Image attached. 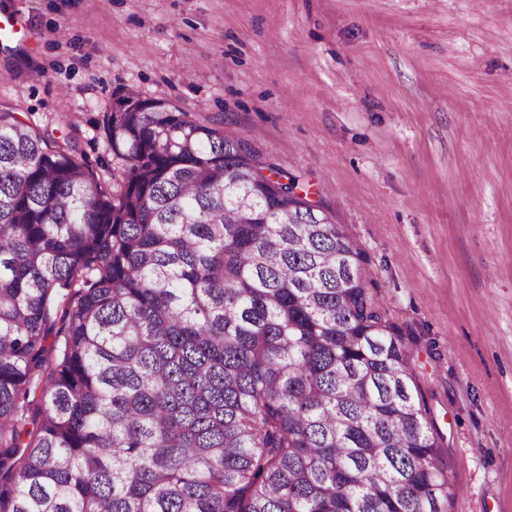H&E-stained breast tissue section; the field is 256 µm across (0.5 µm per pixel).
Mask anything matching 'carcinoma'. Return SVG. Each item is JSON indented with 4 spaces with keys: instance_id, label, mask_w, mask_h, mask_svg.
<instances>
[{
    "instance_id": "1",
    "label": "carcinoma",
    "mask_w": 512,
    "mask_h": 512,
    "mask_svg": "<svg viewBox=\"0 0 512 512\" xmlns=\"http://www.w3.org/2000/svg\"><path fill=\"white\" fill-rule=\"evenodd\" d=\"M103 129L115 190L0 109V512H452L357 241L239 132Z\"/></svg>"
}]
</instances>
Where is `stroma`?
<instances>
[{
	"instance_id": "35a3bbf8",
	"label": "stroma",
	"mask_w": 512,
	"mask_h": 512,
	"mask_svg": "<svg viewBox=\"0 0 512 512\" xmlns=\"http://www.w3.org/2000/svg\"><path fill=\"white\" fill-rule=\"evenodd\" d=\"M0 107L110 182L129 92L242 132L367 258L445 436L512 512V0H0Z\"/></svg>"
}]
</instances>
